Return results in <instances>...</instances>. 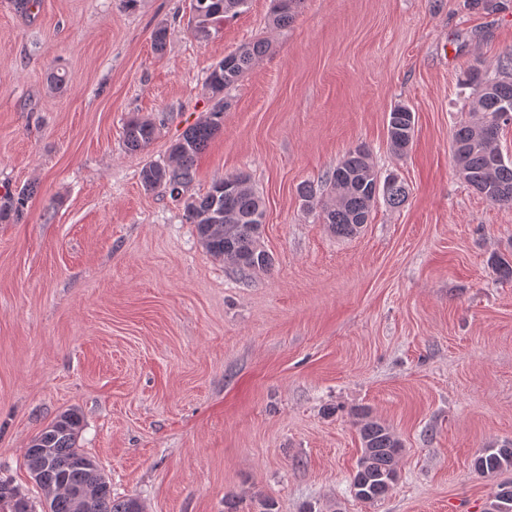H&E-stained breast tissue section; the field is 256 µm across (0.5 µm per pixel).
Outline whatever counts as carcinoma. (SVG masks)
<instances>
[{
  "label": "carcinoma",
  "mask_w": 512,
  "mask_h": 512,
  "mask_svg": "<svg viewBox=\"0 0 512 512\" xmlns=\"http://www.w3.org/2000/svg\"><path fill=\"white\" fill-rule=\"evenodd\" d=\"M247 0H191V9L201 13L205 26L195 38L207 40L221 29L224 20L235 16ZM302 0H271L269 27L285 28L293 20ZM271 42L258 39L241 46L219 61L207 77V90L214 101L210 116L191 127L170 148L169 160L151 162L141 171L148 190H163L175 198L183 196L195 176L194 163L209 141L221 130L224 117V89L237 83L253 64L267 55ZM464 84L475 87L467 103L470 119L461 120L452 134L453 160L465 182L487 201L512 207V158L502 154L498 140L502 130L512 125V77L489 79L481 66L473 67ZM156 126L144 118L131 119L124 128V145L137 152L155 137ZM415 117L409 106L395 105L388 114L387 144L396 155L405 154L413 143ZM241 186L224 192V181L212 184L203 195L184 201L186 221L195 225L206 252L240 271L267 270L272 257L260 247L261 225L256 219L264 211L263 201L247 175L227 176ZM334 198L306 183L299 189L305 205L320 210L323 223L339 237L359 234L369 223L379 200L399 207L408 197L405 184L397 176H385L376 168L372 155L359 145L349 150L324 179ZM29 189L0 196V223L19 219ZM81 418L66 410L58 414L32 440L26 452V466L43 492L55 490L49 512H93L72 497L67 489H88L104 500V512H142L134 498L112 497L111 484L99 465L77 446ZM363 452L353 475L355 498L372 502L384 497L398 477L397 461L402 448L399 437L385 423L368 416L360 421ZM476 473L497 475L512 469V444H491L474 463ZM0 512H32L21 492L0 480ZM486 512H512V481L499 484Z\"/></svg>",
  "instance_id": "1"
}]
</instances>
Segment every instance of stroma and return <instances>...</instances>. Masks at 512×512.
<instances>
[{"label": "stroma", "mask_w": 512, "mask_h": 512, "mask_svg": "<svg viewBox=\"0 0 512 512\" xmlns=\"http://www.w3.org/2000/svg\"><path fill=\"white\" fill-rule=\"evenodd\" d=\"M269 10L247 0L202 41L191 0H0V193L30 191L0 224V480L34 512L25 454L66 410L142 512H485L502 481L474 462L512 443V280L490 264L512 260V208L463 181L451 141L470 65L512 56V0H303L281 30ZM258 38L272 48L225 90L188 189L250 177L273 265L243 275L140 171L208 117L212 67ZM398 102L415 114L403 156L386 137ZM134 116L157 126L138 153ZM361 143L409 195L340 238L298 188ZM366 413L403 443L376 502L350 490ZM156 126L150 119L133 118L124 128V145L128 151L144 150L155 137Z\"/></svg>", "instance_id": "obj_1"}]
</instances>
